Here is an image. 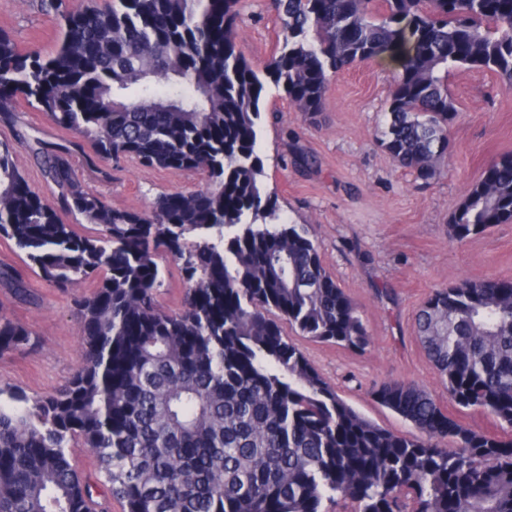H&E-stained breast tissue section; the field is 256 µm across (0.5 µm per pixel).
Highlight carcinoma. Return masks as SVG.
<instances>
[{
  "instance_id": "carcinoma-1",
  "label": "carcinoma",
  "mask_w": 512,
  "mask_h": 512,
  "mask_svg": "<svg viewBox=\"0 0 512 512\" xmlns=\"http://www.w3.org/2000/svg\"><path fill=\"white\" fill-rule=\"evenodd\" d=\"M281 45L262 69L236 46L242 0H108L63 11L54 49L21 51L0 32V112L36 103L107 160L203 174L207 188L112 207L36 142L58 206L31 191L0 143V236L75 299L83 361L57 391L0 388V512H512V434L450 418L411 381L376 402L414 429L362 416L283 336L363 351L370 336L323 266L307 224L280 219L260 177L262 92L272 83L304 116L330 76L358 61L395 70L382 145L423 183L451 151L457 109L448 69L496 73L512 90V0H270ZM94 226L80 233L61 213ZM512 223V154L494 159L455 207L465 242ZM181 262V308L158 307V258ZM0 286L36 295L10 267ZM417 338L448 400L512 429V281L436 290ZM0 315V355L35 350ZM98 462L93 486L70 449Z\"/></svg>"
}]
</instances>
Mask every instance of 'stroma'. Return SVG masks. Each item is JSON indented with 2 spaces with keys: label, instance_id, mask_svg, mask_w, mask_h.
I'll use <instances>...</instances> for the list:
<instances>
[{
  "label": "stroma",
  "instance_id": "35a3bbf8",
  "mask_svg": "<svg viewBox=\"0 0 512 512\" xmlns=\"http://www.w3.org/2000/svg\"><path fill=\"white\" fill-rule=\"evenodd\" d=\"M25 51L52 49L58 36L55 12L41 0H0V32ZM280 25L268 0H245L238 23V50L256 66L279 48ZM393 69L380 60L358 62L331 76L320 123L267 88V113L258 134L264 187L291 224L310 225L323 264L356 304L371 337L352 352L314 342L291 327L283 334L338 393L372 422L399 433L410 426L378 405L372 392L382 382H415L443 399L448 415L489 435L500 434L496 420L446 401L442 380L428 362L415 333L414 316L439 288L462 279L493 276L512 281V224L459 243L450 233L451 215L470 186L495 158L512 153V90L486 70L453 69L448 90L458 117L449 127L450 154L438 176L416 181L382 147ZM16 120L0 119V141L27 143L14 160L30 189L55 202L53 184L27 148L42 141L69 159L84 187L100 192L120 209L142 211L163 193L204 188L193 171L145 168L130 159L89 163V144L53 124L37 105L18 99ZM316 163L303 167L300 155ZM16 269L37 295L36 303L17 300L0 288V313L32 328L40 347L32 353L0 356V386L36 397L52 393L82 362L71 294L58 291L27 269L12 241L0 237V265Z\"/></svg>",
  "mask_w": 512,
  "mask_h": 512
}]
</instances>
